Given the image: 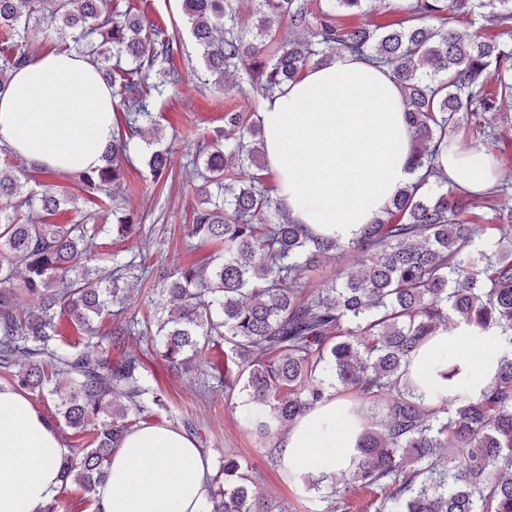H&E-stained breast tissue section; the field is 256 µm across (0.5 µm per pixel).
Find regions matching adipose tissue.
<instances>
[{
	"label": "adipose tissue",
	"mask_w": 512,
	"mask_h": 512,
	"mask_svg": "<svg viewBox=\"0 0 512 512\" xmlns=\"http://www.w3.org/2000/svg\"><path fill=\"white\" fill-rule=\"evenodd\" d=\"M405 100L390 69L340 51L264 99L258 112L266 166L287 215L314 235L349 242L415 178ZM115 101L96 68L74 53L50 52L19 70L0 92V144L29 165L59 174L93 170L112 142ZM449 186L479 195L498 179L483 147L451 145L439 157ZM502 349L495 332L458 324L412 356L420 393L475 395L493 385ZM457 364L461 381L424 378V361ZM359 427L336 399L307 410L277 441L282 463L316 459L346 468ZM74 450L24 392L0 384V512H38L54 496L61 461ZM210 473L186 432L147 426L127 433L98 490L104 512H198Z\"/></svg>",
	"instance_id": "ef3b65f1"
}]
</instances>
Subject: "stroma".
I'll return each mask as SVG.
<instances>
[{
    "instance_id": "stroma-1",
    "label": "stroma",
    "mask_w": 512,
    "mask_h": 512,
    "mask_svg": "<svg viewBox=\"0 0 512 512\" xmlns=\"http://www.w3.org/2000/svg\"><path fill=\"white\" fill-rule=\"evenodd\" d=\"M120 7L131 12L147 10L152 18L174 29L183 48L173 64L183 79L178 92H164L156 97L154 106L162 116L160 145L171 154V172L158 181L151 177L144 158L152 146L140 138L132 155L134 165L127 169L122 184L123 193L141 216L143 233L122 241L111 230H104L94 250L104 255L117 252L127 260L141 257L149 265H188L218 251L210 243L190 251L183 243L184 226L197 203L193 143L223 126L227 111H259L262 98L243 69L226 76L223 86L208 83L199 50L185 23L182 0H121ZM489 118L488 133H473L464 121L455 136L461 145L486 148L502 171L503 182L512 184V99H499L496 112ZM131 349L141 353L149 385L161 390L166 398V410L152 416L151 424L187 432L212 462L225 456L243 461L255 490L278 502L284 512H324L326 504L320 492L290 481L284 467L271 458L268 443L240 422L237 407L244 395L239 392L233 399H225L223 388L209 375L207 356H200L195 372L184 375L171 371L161 356L147 352L145 345L135 343Z\"/></svg>"
}]
</instances>
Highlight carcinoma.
<instances>
[{
  "instance_id": "1",
  "label": "carcinoma",
  "mask_w": 512,
  "mask_h": 512,
  "mask_svg": "<svg viewBox=\"0 0 512 512\" xmlns=\"http://www.w3.org/2000/svg\"><path fill=\"white\" fill-rule=\"evenodd\" d=\"M369 0H249L252 36L239 29L240 0H183L184 16L214 83L244 66L252 87L269 98L308 67L346 50L391 68L407 99L417 181L403 187L375 223L354 241L310 236L292 223L267 187L261 124L255 114L224 113V128L198 140L193 162L201 180L186 248L203 243L218 253L184 267L153 269L111 254L92 266L95 216L56 224L61 210L81 213L79 197L29 186L28 170L0 146V372L14 386L54 408L72 430L78 453L63 461L61 484L93 495L108 476L112 450L125 434L166 408L147 385L140 356L114 362L109 348L141 336L177 372H190L204 350L230 344L224 395L241 385L250 400L247 427L263 439L286 431L327 389L371 419L340 475L313 477L305 460L294 474L317 490L329 482L327 512H345L355 486L377 490L373 512H512V213L499 224L465 217L482 203L500 209L507 186L479 198L446 187L437 166L459 114L481 128L496 101L481 95L490 66L499 94L512 96V53L457 28L480 9L485 25L512 27V0H410L399 27L367 23L352 29L342 13L366 12ZM288 24L283 26V19ZM0 28L19 41L0 51V90L36 57L34 39L71 40L120 98L117 129L103 165L77 172L90 193L111 201L113 226L129 239L141 225L114 187L133 164L130 144L159 139L154 94L176 90L182 75L170 66L180 45L149 14L120 12L112 0H0ZM169 68H163V65ZM155 75L163 82L154 84ZM172 164L166 149L146 161L161 178ZM38 217H23L25 210ZM353 259L359 269L336 270L311 293L304 276L327 259ZM25 265L15 304L17 263ZM155 279V296L125 317L129 282ZM117 324L95 336L93 318ZM67 321L87 333L80 347L61 331ZM463 322L503 336L496 380L476 396L426 398L410 377L412 354L448 324ZM242 463L224 458L206 488L205 512H281L252 492Z\"/></svg>"
}]
</instances>
